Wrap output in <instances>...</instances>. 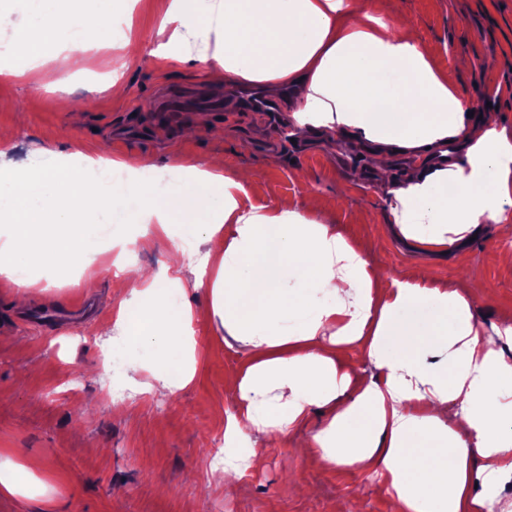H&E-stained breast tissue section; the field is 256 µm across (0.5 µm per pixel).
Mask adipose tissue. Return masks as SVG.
<instances>
[{"label": "adipose tissue", "mask_w": 512, "mask_h": 512, "mask_svg": "<svg viewBox=\"0 0 512 512\" xmlns=\"http://www.w3.org/2000/svg\"><path fill=\"white\" fill-rule=\"evenodd\" d=\"M119 9L131 12L129 0H102L91 16L74 13L69 0H27L24 17L0 10V36L47 32L67 49L102 37ZM157 37L165 64L194 63L227 85L291 87L300 135L346 137L382 167L394 153L409 155V175L385 187L391 221L407 238L444 247L476 225L502 223L512 209V137L472 120L426 46L402 21L382 17L375 0H171ZM6 156L0 150V222L24 233L0 238L11 257L1 276L63 257L91 265L102 219L123 223L134 195L156 218L154 239L169 238L178 217L209 243L219 277L188 286L208 291L251 360L227 418L228 460L261 467L265 447L320 406L327 424L314 437L319 462L380 468L399 512H476L483 500L471 491V447L487 479L512 476V362L497 347L512 340V325L484 336L462 290L421 279L375 292L379 271L329 225L306 223L285 206L244 207V171L227 177L214 164L169 191L148 179L150 165L121 159L115 169L144 177L106 195L81 165L48 170L10 165ZM227 224L234 236L224 246ZM161 281L124 267L130 298L115 321L122 342L151 347L144 386L159 395L193 377L167 371L172 348L192 342L193 309L172 311ZM353 344L379 371L356 392L341 360ZM39 467L15 449L0 461V489L29 496Z\"/></svg>", "instance_id": "1"}]
</instances>
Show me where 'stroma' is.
Wrapping results in <instances>:
<instances>
[{
  "mask_svg": "<svg viewBox=\"0 0 512 512\" xmlns=\"http://www.w3.org/2000/svg\"><path fill=\"white\" fill-rule=\"evenodd\" d=\"M169 0H138L134 32L138 59L124 76L126 94L68 92L0 75V144L16 159L52 165L54 154L72 160L137 155L158 175L181 177L212 157L225 175L242 166L255 181L249 201L268 210L294 204L309 222L327 224L388 277L429 279L440 288L462 286L474 321L486 333L512 324V210L502 224H482L476 239L446 250L417 247L386 223L389 201L377 191L370 154L345 139H286L287 116L224 113L197 107L169 125L151 109L168 89L210 87L204 69L181 65L165 74L152 54ZM384 17L405 16L435 64L476 114L491 116L512 137V115L498 103L512 101V0H382ZM38 49L56 73L66 72V52L45 34L0 44V60L21 66ZM143 206L132 201L122 224H107L101 248L127 244V259L155 271L168 263L170 245L141 243ZM40 283L23 288L0 277V459L27 448L43 459L38 474L45 494L24 498L0 490V512H398L377 469L323 467L298 444L326 424L324 408L312 407L304 428L266 449L265 462L247 469L234 495L211 481L210 456L224 446L229 411L236 404L232 381L248 366L247 348L213 313L210 299L192 297L191 328L197 343L189 384L159 397L135 393L117 413L104 384L111 361L150 364L140 345L112 340L118 311L115 278L104 269L95 287L83 285L68 261L41 265Z\"/></svg>",
  "mask_w": 512,
  "mask_h": 512,
  "instance_id": "1",
  "label": "stroma"
}]
</instances>
